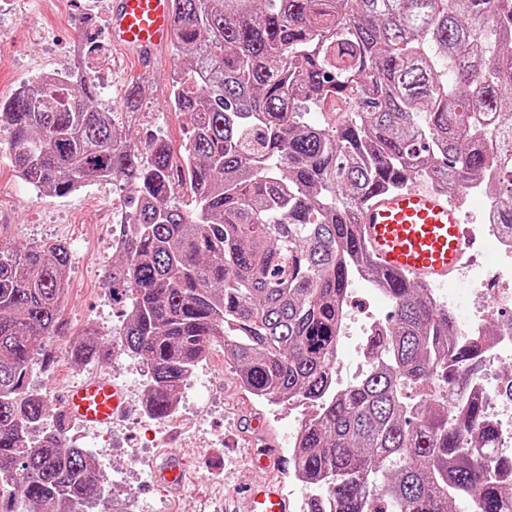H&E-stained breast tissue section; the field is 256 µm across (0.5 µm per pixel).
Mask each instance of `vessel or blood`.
<instances>
[{"instance_id": "obj_1", "label": "vessel or blood", "mask_w": 512, "mask_h": 512, "mask_svg": "<svg viewBox=\"0 0 512 512\" xmlns=\"http://www.w3.org/2000/svg\"><path fill=\"white\" fill-rule=\"evenodd\" d=\"M172 0H112L108 36L115 47L153 61L174 32ZM362 241L381 269L422 283L448 281L470 246L460 206L443 194L411 186L377 194L362 209ZM64 413L89 426H109L131 411L123 388L106 376L89 378L63 395ZM157 482L180 492L189 473L179 454L165 453L154 466ZM237 512H289L278 485L252 486Z\"/></svg>"}]
</instances>
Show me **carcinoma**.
<instances>
[{
	"instance_id": "carcinoma-1",
	"label": "carcinoma",
	"mask_w": 512,
	"mask_h": 512,
	"mask_svg": "<svg viewBox=\"0 0 512 512\" xmlns=\"http://www.w3.org/2000/svg\"><path fill=\"white\" fill-rule=\"evenodd\" d=\"M171 105L190 130L182 166L164 139L146 150L95 106L85 71L0 100L17 176L66 196L120 179L136 231L108 277L126 303L112 344L147 368L149 412L174 411L216 343L252 395L309 404L290 459L323 490L307 512H512V457L460 369L467 336L431 287L376 266L360 211L423 175L447 193L512 170V0H174ZM142 87L125 93L138 110ZM354 109L333 127L306 119L327 102ZM192 193L189 211L173 202ZM511 187L496 214L512 238ZM68 248L0 245V512H125L104 494L95 454L66 444L65 416L26 379L63 327ZM364 276L394 305L366 340L374 369L336 388L342 304ZM96 333L67 359L99 363ZM440 382L446 394L405 401Z\"/></svg>"
}]
</instances>
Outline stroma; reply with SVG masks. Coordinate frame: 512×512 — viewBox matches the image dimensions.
Masks as SVG:
<instances>
[{"label":"stroma","mask_w":512,"mask_h":512,"mask_svg":"<svg viewBox=\"0 0 512 512\" xmlns=\"http://www.w3.org/2000/svg\"><path fill=\"white\" fill-rule=\"evenodd\" d=\"M109 11L110 0H0V98L37 76L65 69L79 39L86 45L89 70H96L99 59L112 62V78L101 88L97 106L124 112L128 84L148 77L141 120L129 137L141 148L156 138L180 148L188 119L170 104L174 49L142 68L109 40ZM7 141V130H0V242L58 240L71 258L54 360L36 361L28 383L44 395L53 414L62 411L67 387L98 374L124 387L134 405L114 427L89 430L78 425L67 433L73 444L94 452L107 494L136 497L141 512H221L248 485L275 478L290 486V474L253 468L245 454L278 448L291 455L301 417L288 403L261 401L245 391L222 347H212L197 366L175 413L153 422L142 408L146 381L139 358L117 349L106 362L69 365L67 339L87 329L111 335L121 320L122 307L110 297L106 274L113 259L108 247L112 214L127 211L128 191L120 180L89 182L65 197L37 191L14 173ZM163 450L180 452L191 475L180 493L167 492L153 478L149 463Z\"/></svg>","instance_id":"35a3bbf8"}]
</instances>
